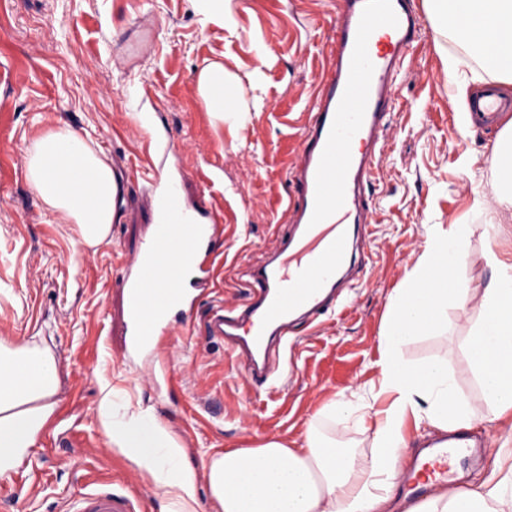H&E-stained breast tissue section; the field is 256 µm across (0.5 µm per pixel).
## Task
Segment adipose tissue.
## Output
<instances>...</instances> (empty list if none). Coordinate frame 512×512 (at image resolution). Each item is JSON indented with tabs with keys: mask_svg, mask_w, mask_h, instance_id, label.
I'll use <instances>...</instances> for the list:
<instances>
[{
	"mask_svg": "<svg viewBox=\"0 0 512 512\" xmlns=\"http://www.w3.org/2000/svg\"><path fill=\"white\" fill-rule=\"evenodd\" d=\"M438 27L462 48L477 54L499 79L512 82V0H425ZM234 76L213 61L199 72L197 88L206 111L216 118L241 108L237 97L217 96L233 89ZM498 182L490 223L512 214V142L495 156ZM28 179L44 206L74 227V242L96 246L112 224V170L98 149L59 127L34 139ZM465 229L435 234L422 260L424 274L391 307L383 346L379 386L363 392V408L373 410L375 452L363 463L353 452L307 432L303 447L272 439L255 448L214 456L208 465L210 494L218 512H386L406 447L407 415L448 430L482 419L512 415V259L490 254L495 276L475 291L458 276ZM478 302L484 317L465 343L478 375L487 412H479L456 392L447 367L437 361L408 365L401 347L432 327L438 314ZM58 376L46 350L28 344H0V477L27 455L52 417ZM385 408H377L380 398ZM100 427L111 447L147 472L164 489L168 512H194L196 477L181 467L185 451L172 429L139 408L116 412L111 393L97 407ZM499 464L478 487L440 494L411 512H512V429L501 438Z\"/></svg>",
	"mask_w": 512,
	"mask_h": 512,
	"instance_id": "adipose-tissue-1",
	"label": "adipose tissue"
}]
</instances>
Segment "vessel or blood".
<instances>
[{"mask_svg":"<svg viewBox=\"0 0 512 512\" xmlns=\"http://www.w3.org/2000/svg\"><path fill=\"white\" fill-rule=\"evenodd\" d=\"M336 19V46L315 95V108L302 145L288 168L297 188L286 204L292 234L249 274L248 304L232 315L215 308L207 318L210 336L223 340L254 386L276 379L281 368L271 354L293 322L314 317L344 300L340 271L351 262L353 230L371 221L364 187L385 147L393 89L422 23L411 0H345ZM512 108L495 85L471 103L483 124ZM156 213L152 234L132 259L134 273L123 281L125 330L133 347L154 346L168 314L189 308L187 276L209 278L204 249L219 231L217 213L189 204L177 182L158 176L145 181ZM468 446L465 435H449L439 447L423 449L412 461L418 476L409 498H428L454 485L451 464ZM136 499L98 488L69 500L65 512H136Z\"/></svg>","mask_w":512,"mask_h":512,"instance_id":"b4317fda","label":"vessel or blood"}]
</instances>
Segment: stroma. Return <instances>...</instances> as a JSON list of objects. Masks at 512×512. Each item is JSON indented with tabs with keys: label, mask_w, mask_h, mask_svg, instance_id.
<instances>
[{
	"label": "stroma",
	"mask_w": 512,
	"mask_h": 512,
	"mask_svg": "<svg viewBox=\"0 0 512 512\" xmlns=\"http://www.w3.org/2000/svg\"><path fill=\"white\" fill-rule=\"evenodd\" d=\"M337 0H232V26L202 24L194 0H0V342L49 346L57 362L56 410L24 459L0 478V512H61L96 488L135 495L140 512H163L161 489L100 430L97 404L110 388L118 408L142 405L183 441L197 473L196 512H216L206 471L211 458L276 438L299 447L307 429L327 442L373 455L372 435L354 417H330L332 401L379 377L380 337L391 302L406 288L436 233L469 227L460 276L485 288L488 251L512 252V215L498 235L474 191L493 199L494 153L512 111L494 130L467 107L481 60L424 21L400 77L391 133L366 189L373 222L361 239L362 268L345 285L349 304L297 324L279 354L288 373L256 389L207 333L210 307L244 302L251 265L289 232L288 163L312 111L313 92L336 40ZM270 56L260 60L261 49ZM224 63L241 84L246 111L218 120L197 91L203 61ZM468 79L458 94L446 73ZM66 127L92 139L107 163L129 171L133 221L112 225L105 242L74 248L27 180L28 148L41 132ZM178 180L191 200L223 215L211 242L218 282L193 310L168 316L157 347L130 348L120 282L127 259L150 235L154 213L142 195L150 165ZM479 308H448L402 348L412 366L446 362L459 392L481 404L465 342ZM174 382L158 377L162 365ZM501 427L466 433L473 457L458 477L482 482L494 466Z\"/></svg>",
	"instance_id": "stroma-1"
}]
</instances>
